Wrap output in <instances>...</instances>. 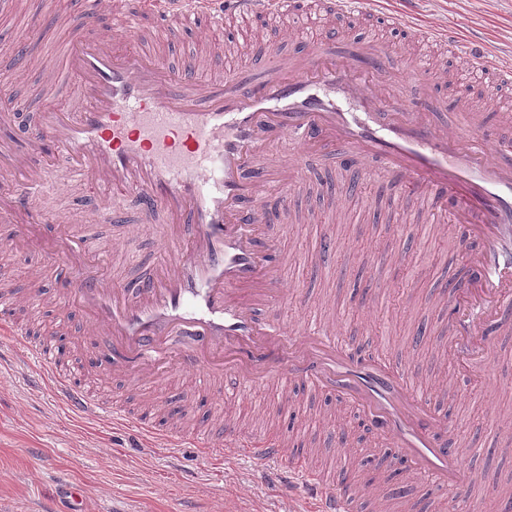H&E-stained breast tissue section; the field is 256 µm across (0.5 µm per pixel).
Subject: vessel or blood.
Returning a JSON list of instances; mask_svg holds the SVG:
<instances>
[{
  "label": "vessel or blood",
  "instance_id": "obj_1",
  "mask_svg": "<svg viewBox=\"0 0 512 512\" xmlns=\"http://www.w3.org/2000/svg\"><path fill=\"white\" fill-rule=\"evenodd\" d=\"M81 23L109 17V34L67 43L53 82H76L72 108L41 114L25 126L0 112V173L20 174L18 187L0 192V223L13 242L39 239L52 263L72 267L85 253L67 234L45 235L55 222L30 201L50 173L73 174L100 212L113 193L139 199L142 222L156 210L171 217L168 239L191 236L134 289L95 276L60 282L61 302L82 314L87 334L104 337L112 370L136 385L157 381L171 367L202 372L209 382L235 380L243 390L299 382L352 404L364 425L387 439L412 479L438 489L463 490L475 480L463 449L448 442V426L430 408L411 366L369 355L355 357L336 324L285 322L270 311L293 301L284 277L287 260L262 241L264 217L255 202L271 183L288 195L302 153L327 149L352 165L371 158L399 178L398 192L427 189L448 207L469 248L465 271L448 299L451 344L469 373L496 382L492 335L512 334V152L488 147L475 125L437 126L432 115L408 109L403 97L381 96L375 82L392 71L371 43L318 47L284 58L267 42L251 47L255 77L224 86L200 84L197 66L173 74L143 44L141 13L161 25L284 13L289 0H82ZM423 39L446 42L450 56L484 75L487 100L512 86V68L492 58L480 39L460 41L424 28ZM292 139L299 153L268 168L255 164L273 141ZM185 346L173 350L171 337ZM58 397L88 415L112 413L141 432L147 420L99 397L61 373ZM175 444L193 441L204 452L229 450L259 466L288 463L313 493L315 512H358L367 494L329 479L299 456L286 438L245 436L224 427L223 443L170 428Z\"/></svg>",
  "mask_w": 512,
  "mask_h": 512
}]
</instances>
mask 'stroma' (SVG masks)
<instances>
[{
  "label": "stroma",
  "instance_id": "obj_1",
  "mask_svg": "<svg viewBox=\"0 0 512 512\" xmlns=\"http://www.w3.org/2000/svg\"><path fill=\"white\" fill-rule=\"evenodd\" d=\"M55 2L56 10L43 15L35 33L27 18L37 0L0 9L1 65L11 62L19 44L39 43L0 101V111L19 113L30 124L43 110L75 101L73 84L45 90L48 71L41 62L58 55L75 33L82 10L81 0ZM408 12L424 27L460 39L484 38L503 59L512 60V0H413ZM331 31L342 43L379 46L394 69L405 72V85H413L417 73H436L444 90L413 97L415 109L456 112L458 91L468 83L467 67L450 57L445 45L423 40L412 30L388 29L373 17L320 13L297 20L288 30L273 17L239 20L200 35L167 36L151 27L144 34L173 71L206 52L222 59L223 72L249 78L255 70L246 47L255 39L290 58L317 47ZM464 99L481 113L486 133L499 146L512 143V88L493 101L477 92ZM304 167L287 206H280L274 186L261 201L268 213L266 236L287 256L285 278L302 300L297 307L275 308L274 317L332 319L344 342L392 363L411 362L423 387L431 390L436 409L446 414L449 432L462 443L479 482L467 497L420 484L404 507L389 499L390 483L374 479L371 465L358 470L359 479H372L373 498L385 512H449L452 504L459 512H477L482 498L499 501L493 480L512 478V447H503L495 437L498 415L512 417V335L495 337L491 346L501 369L500 382L491 389L466 375L447 353L448 321L439 301L449 279L464 266L458 227L449 226L447 211L429 192L411 201L399 197L397 175L381 171L378 162H369L372 177L350 196L341 192L347 173L330 155L310 157ZM33 205L56 213L61 225L82 236L87 259L122 287H133L168 256L161 235L166 213L140 223L131 196L113 197L114 214L105 217L91 208L82 183L61 175ZM406 220L413 223L407 232L402 229ZM44 264L38 243L19 251L0 247V279L23 300L11 311L12 320L26 323L30 312L38 311L53 348L69 349L60 365L100 395L152 413L157 431L139 436L112 417L70 411L55 395L49 369L33 364L13 337L0 334V512H41L56 489L69 482L83 487L86 512H304V489L287 480H268L262 468L231 453L210 456L189 445H169L161 432L177 410L188 414L187 429H202L213 439L232 423L252 434L285 435L295 451L318 449L325 471L337 473L348 466L328 429L349 423L350 411L328 400L326 392L299 385L285 398L276 389L245 393L229 381L206 388L180 374L148 388L133 387L100 367L93 354L75 358L71 347L87 337L80 317L60 307L54 279L42 277ZM420 326L426 337L416 344L412 338ZM440 381L448 383L452 396L434 393Z\"/></svg>",
  "mask_w": 512,
  "mask_h": 512
}]
</instances>
